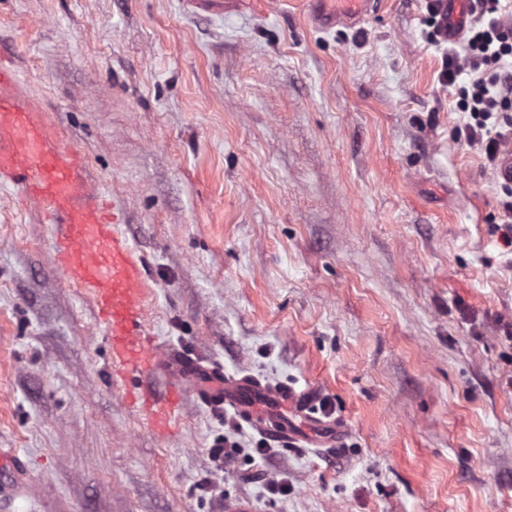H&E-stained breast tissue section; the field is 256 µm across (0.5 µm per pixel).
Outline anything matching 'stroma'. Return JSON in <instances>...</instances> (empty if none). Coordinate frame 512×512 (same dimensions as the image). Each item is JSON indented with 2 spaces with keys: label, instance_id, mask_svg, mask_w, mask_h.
Segmentation results:
<instances>
[{
  "label": "stroma",
  "instance_id": "stroma-1",
  "mask_svg": "<svg viewBox=\"0 0 512 512\" xmlns=\"http://www.w3.org/2000/svg\"><path fill=\"white\" fill-rule=\"evenodd\" d=\"M442 52L425 0L331 31L308 0H0V57L120 212L159 347L345 425L298 448L190 394L156 433L0 186V448L31 467L0 512H512V245Z\"/></svg>",
  "mask_w": 512,
  "mask_h": 512
}]
</instances>
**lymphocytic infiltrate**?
<instances>
[{
  "mask_svg": "<svg viewBox=\"0 0 512 512\" xmlns=\"http://www.w3.org/2000/svg\"><path fill=\"white\" fill-rule=\"evenodd\" d=\"M430 38L443 45L438 80L457 86L456 107L469 113L470 145L496 162L500 146L512 131V75L502 64L512 57V0H463L468 19L461 47L449 44L448 0H427ZM471 73L466 85H458L463 73Z\"/></svg>",
  "mask_w": 512,
  "mask_h": 512,
  "instance_id": "1",
  "label": "lymphocytic infiltrate"
}]
</instances>
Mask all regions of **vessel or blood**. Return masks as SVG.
Listing matches in <instances>:
<instances>
[{"label":"vessel or blood","mask_w":512,"mask_h":512,"mask_svg":"<svg viewBox=\"0 0 512 512\" xmlns=\"http://www.w3.org/2000/svg\"><path fill=\"white\" fill-rule=\"evenodd\" d=\"M315 26L329 31L353 28L374 12L375 0H309ZM15 67L0 63V185L21 190L37 204L57 230L55 246L64 278L88 288L106 327L112 361L124 380L126 401L150 415L156 427L180 422V404L193 393L204 406L232 409L237 420L259 434L300 445L334 446L343 426L315 410L312 389L264 384L250 375L225 373L221 365L184 352L158 353L149 343L142 306L144 268L131 243L116 229L118 217L108 216L91 200V184L80 154L68 149L38 106L24 103ZM170 379L165 394L143 389L144 380ZM27 473L17 451L0 453V498L17 492Z\"/></svg>","instance_id":"obj_1"}]
</instances>
